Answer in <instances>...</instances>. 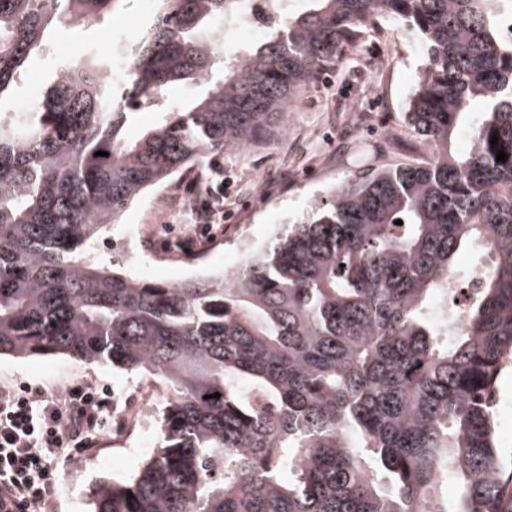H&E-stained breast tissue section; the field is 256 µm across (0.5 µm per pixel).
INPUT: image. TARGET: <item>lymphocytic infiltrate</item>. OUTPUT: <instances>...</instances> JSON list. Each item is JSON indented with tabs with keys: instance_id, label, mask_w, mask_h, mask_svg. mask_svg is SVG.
Masks as SVG:
<instances>
[{
	"instance_id": "lymphocytic-infiltrate-1",
	"label": "lymphocytic infiltrate",
	"mask_w": 512,
	"mask_h": 512,
	"mask_svg": "<svg viewBox=\"0 0 512 512\" xmlns=\"http://www.w3.org/2000/svg\"><path fill=\"white\" fill-rule=\"evenodd\" d=\"M105 405L89 383L67 388L61 399L0 388V503L45 512L56 486L53 455H91Z\"/></svg>"
}]
</instances>
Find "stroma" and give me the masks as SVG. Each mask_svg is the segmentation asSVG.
<instances>
[{
	"label": "stroma",
	"mask_w": 512,
	"mask_h": 512,
	"mask_svg": "<svg viewBox=\"0 0 512 512\" xmlns=\"http://www.w3.org/2000/svg\"><path fill=\"white\" fill-rule=\"evenodd\" d=\"M147 17L139 0H118L110 19L86 30L58 31L51 47L58 55L76 54L86 43L105 51L111 41L134 40ZM425 57L413 29L399 20L377 19L361 44L347 50L336 65L302 90L288 115V131L243 151L206 155L192 170L152 189L131 205L121 223L112 225L93 253L103 265L121 254L128 271L153 282H175L190 276L231 270L236 255L248 246H268L289 224L311 212L326 192L377 164L399 162L422 153L418 134L407 127L404 114L424 73ZM200 194L225 185L234 215L205 241L195 240L196 225L176 203L186 185ZM140 232L132 250L119 240L127 225ZM190 242L196 261L185 267L170 262ZM86 381L103 392L128 401L154 382L118 368L75 360L65 355L25 359L0 356V387L29 388L45 394ZM496 441L503 462L512 461V364L503 369L494 400ZM115 420L106 417L97 441L101 461L81 456H56L58 488L51 512H88L90 493L102 479L131 476L146 459L140 437L113 439Z\"/></svg>",
	"instance_id": "1"
}]
</instances>
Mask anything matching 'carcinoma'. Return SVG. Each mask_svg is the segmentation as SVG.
<instances>
[{
  "label": "carcinoma",
  "mask_w": 512,
  "mask_h": 512,
  "mask_svg": "<svg viewBox=\"0 0 512 512\" xmlns=\"http://www.w3.org/2000/svg\"><path fill=\"white\" fill-rule=\"evenodd\" d=\"M115 2L0 0V98L48 30L97 27ZM309 2L231 59L213 34L237 0H158L120 107L99 111L112 51L88 47L39 111L0 112V356L61 354L165 387L157 448L101 481L91 512H512L492 401L512 361V0ZM380 16L425 50L405 113L425 158L331 189L231 275L153 283L91 257L146 190L283 132L297 92ZM180 81L203 93L171 107ZM148 109L157 123L126 138ZM476 245L487 271L448 330L431 310L457 292L455 254Z\"/></svg>",
  "instance_id": "obj_1"
}]
</instances>
